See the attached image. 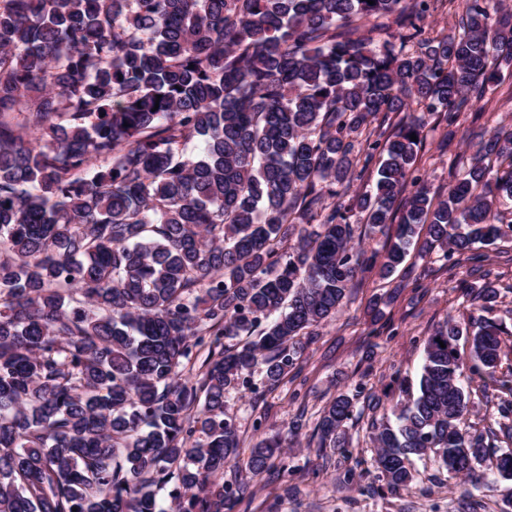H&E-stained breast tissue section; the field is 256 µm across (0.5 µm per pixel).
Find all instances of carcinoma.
<instances>
[{
	"mask_svg": "<svg viewBox=\"0 0 512 512\" xmlns=\"http://www.w3.org/2000/svg\"><path fill=\"white\" fill-rule=\"evenodd\" d=\"M433 5L0 0V512H232L282 439L240 458L229 389L257 368L280 383L366 268L437 250L491 275L477 245L512 238V126L481 134L440 198L419 160L430 122L446 146L482 118L473 103L512 70V14L467 0L433 36ZM359 217L381 248L355 241ZM470 296L472 331L448 316L418 394L371 420L391 491L414 456L478 481L512 441L509 330L493 286ZM464 335L499 399L474 434ZM353 408L324 407L318 447H345ZM230 464L247 480L224 481ZM496 469L512 479L511 447Z\"/></svg>",
	"mask_w": 512,
	"mask_h": 512,
	"instance_id": "cac0c4a2",
	"label": "carcinoma"
}]
</instances>
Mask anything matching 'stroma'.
<instances>
[{
    "label": "stroma",
    "instance_id": "1",
    "mask_svg": "<svg viewBox=\"0 0 512 512\" xmlns=\"http://www.w3.org/2000/svg\"><path fill=\"white\" fill-rule=\"evenodd\" d=\"M442 130L430 132L421 153V173L432 190L448 187L451 166L466 156L464 138L441 148ZM491 282L499 298L495 316L512 331V241L486 248ZM469 274L449 268L439 254H409L389 278L360 273L335 317L319 328L295 370L274 388L254 372L253 388L230 391L225 412L235 418L240 456H249L261 439L300 428L275 460V470L250 482L233 512H502L512 499V480L478 464L483 479L473 483L441 469L432 460L414 464L415 477L390 491L373 467L376 444L370 414L352 418L347 449L318 448L316 424L326 404L345 392L356 406L379 397L382 414L402 400V388L417 383L424 343L447 315L468 324L473 309L462 286ZM353 478L342 483L345 470Z\"/></svg>",
    "mask_w": 512,
    "mask_h": 512
}]
</instances>
